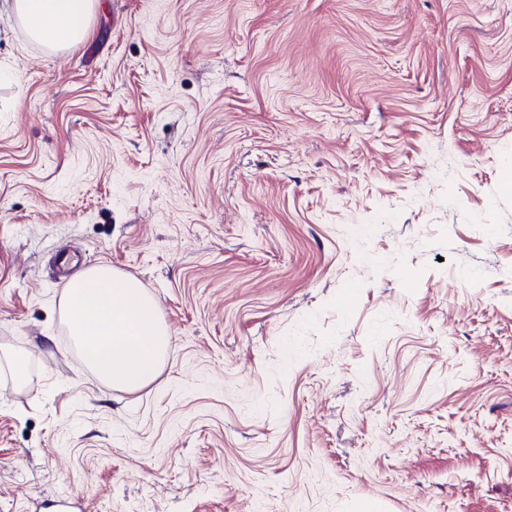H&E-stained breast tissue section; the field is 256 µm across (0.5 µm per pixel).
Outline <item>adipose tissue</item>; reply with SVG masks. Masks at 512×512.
Returning a JSON list of instances; mask_svg holds the SVG:
<instances>
[{
    "label": "adipose tissue",
    "mask_w": 512,
    "mask_h": 512,
    "mask_svg": "<svg viewBox=\"0 0 512 512\" xmlns=\"http://www.w3.org/2000/svg\"><path fill=\"white\" fill-rule=\"evenodd\" d=\"M98 0H10L8 10L26 21L33 40L52 51L82 42ZM87 369L107 386L126 392L159 375L168 330L156 299L131 275L97 266L75 275L60 302Z\"/></svg>",
    "instance_id": "1"
}]
</instances>
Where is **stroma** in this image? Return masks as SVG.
Instances as JSON below:
<instances>
[{"label":"stroma","instance_id":"stroma-1","mask_svg":"<svg viewBox=\"0 0 512 512\" xmlns=\"http://www.w3.org/2000/svg\"><path fill=\"white\" fill-rule=\"evenodd\" d=\"M0 0V512H512V0ZM170 334L126 393L53 266ZM16 20H25L33 40L51 51L73 47L88 35L98 0H5Z\"/></svg>","mask_w":512,"mask_h":512}]
</instances>
